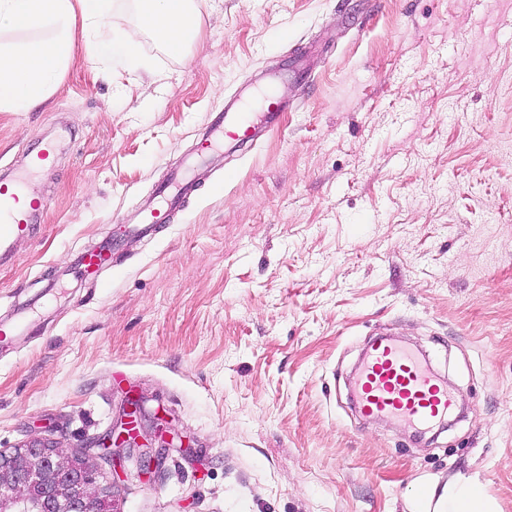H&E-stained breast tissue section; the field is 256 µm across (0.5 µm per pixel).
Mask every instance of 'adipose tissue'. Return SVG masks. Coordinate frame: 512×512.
Wrapping results in <instances>:
<instances>
[{
  "instance_id": "1",
  "label": "adipose tissue",
  "mask_w": 512,
  "mask_h": 512,
  "mask_svg": "<svg viewBox=\"0 0 512 512\" xmlns=\"http://www.w3.org/2000/svg\"><path fill=\"white\" fill-rule=\"evenodd\" d=\"M408 512H497L470 476L459 473L448 480L431 477L407 504Z\"/></svg>"
}]
</instances>
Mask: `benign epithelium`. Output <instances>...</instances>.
Returning a JSON list of instances; mask_svg holds the SVG:
<instances>
[{
	"mask_svg": "<svg viewBox=\"0 0 512 512\" xmlns=\"http://www.w3.org/2000/svg\"><path fill=\"white\" fill-rule=\"evenodd\" d=\"M138 400L129 403L126 431L94 443L116 455L137 429ZM92 454L68 453L33 440L10 454L0 451V512H114L112 490L95 485Z\"/></svg>",
	"mask_w": 512,
	"mask_h": 512,
	"instance_id": "7a95c632",
	"label": "benign epithelium"
}]
</instances>
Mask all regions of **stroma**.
<instances>
[{"label": "stroma", "mask_w": 512, "mask_h": 512, "mask_svg": "<svg viewBox=\"0 0 512 512\" xmlns=\"http://www.w3.org/2000/svg\"><path fill=\"white\" fill-rule=\"evenodd\" d=\"M184 56L133 70L75 32L45 102L0 112V174L62 136L47 207L0 265V450L71 451L119 426L168 445L96 460L116 512H404L473 476L512 512V0H202ZM287 73L280 126L195 169L155 235L118 219L183 169L224 102ZM233 168L225 176V168ZM106 244L100 283L77 253ZM457 400L416 433L361 417L372 335Z\"/></svg>", "instance_id": "obj_1"}]
</instances>
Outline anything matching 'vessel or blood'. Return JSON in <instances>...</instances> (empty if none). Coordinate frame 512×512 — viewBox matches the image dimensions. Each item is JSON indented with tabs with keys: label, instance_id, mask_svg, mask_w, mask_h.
Listing matches in <instances>:
<instances>
[{
	"label": "vessel or blood",
	"instance_id": "b4317fda",
	"mask_svg": "<svg viewBox=\"0 0 512 512\" xmlns=\"http://www.w3.org/2000/svg\"><path fill=\"white\" fill-rule=\"evenodd\" d=\"M249 91L237 92L212 120L198 159L215 152H236L253 146L278 125L281 103L270 91L262 93V108L249 109ZM58 151L46 143L28 165L9 180L0 182V262L12 259L18 240L31 235L46 203L32 188V174L53 163ZM190 169L173 173L156 195L133 207L134 232L147 234L165 223L172 211L182 207L195 191ZM112 262V250L102 245L85 249L74 264L82 281L98 284ZM354 396L361 412L374 419H397L415 428H428L447 417L455 398L440 384L419 357L406 345L380 337L366 349L354 381Z\"/></svg>",
	"mask_w": 512,
	"mask_h": 512
}]
</instances>
